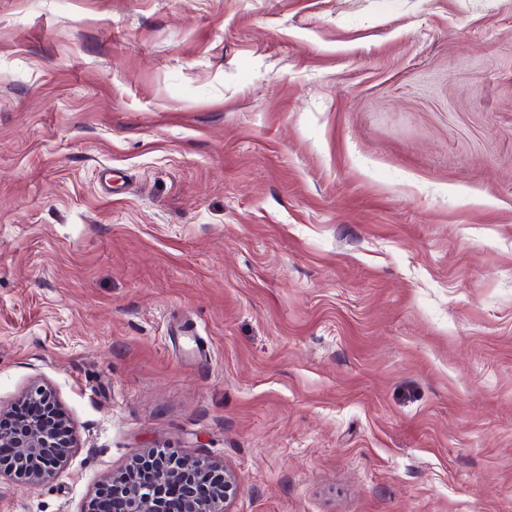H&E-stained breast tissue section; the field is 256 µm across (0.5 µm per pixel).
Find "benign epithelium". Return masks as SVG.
Instances as JSON below:
<instances>
[{
    "label": "benign epithelium",
    "instance_id": "benign-epithelium-1",
    "mask_svg": "<svg viewBox=\"0 0 512 512\" xmlns=\"http://www.w3.org/2000/svg\"><path fill=\"white\" fill-rule=\"evenodd\" d=\"M24 402L36 409L26 421L0 422V475L15 476L26 490L49 481L73 448L71 419L52 394L31 388ZM234 478L206 458L156 449L145 463L106 478L86 503L84 512H170L166 490H180L179 512H224Z\"/></svg>",
    "mask_w": 512,
    "mask_h": 512
}]
</instances>
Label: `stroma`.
Listing matches in <instances>:
<instances>
[{"mask_svg": "<svg viewBox=\"0 0 512 512\" xmlns=\"http://www.w3.org/2000/svg\"><path fill=\"white\" fill-rule=\"evenodd\" d=\"M228 512H512V0H0V413ZM145 461L106 478L83 512H170L166 490L172 485L180 490L179 512H224L235 480L223 466L166 449L151 451Z\"/></svg>", "mask_w": 512, "mask_h": 512, "instance_id": "35a3bbf8", "label": "stroma"}]
</instances>
